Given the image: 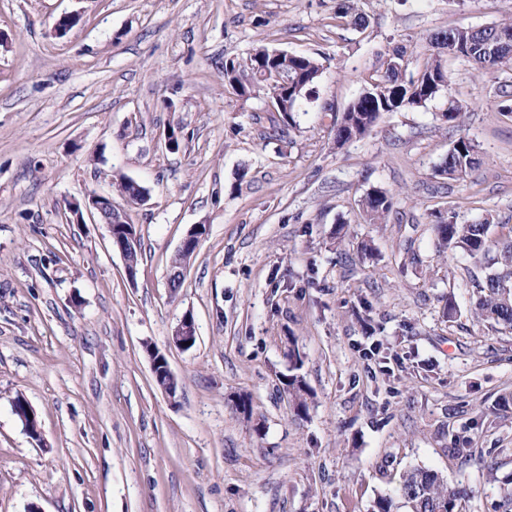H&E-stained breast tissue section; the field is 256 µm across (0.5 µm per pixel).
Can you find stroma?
I'll return each mask as SVG.
<instances>
[{
    "label": "stroma",
    "instance_id": "obj_1",
    "mask_svg": "<svg viewBox=\"0 0 512 512\" xmlns=\"http://www.w3.org/2000/svg\"><path fill=\"white\" fill-rule=\"evenodd\" d=\"M510 18L512 0H0V512H370L414 467L492 512L497 486L455 451L495 449L512 474V331L474 317L478 264L441 252L433 226L512 236V71L447 57L449 90L342 146L331 128L393 47L412 79L431 34ZM258 46L323 66L296 128L224 83V61ZM461 136L480 163L451 182L436 169ZM124 177L147 202L124 204ZM374 188L388 223L366 221ZM92 192L138 231L136 282L107 225L71 221L66 202ZM195 224L207 233L170 288ZM295 366L304 413L283 388ZM362 207L370 224H385L393 207L392 197L374 188L362 200ZM197 328L192 314H185L172 333V342L176 347L188 349L197 340ZM190 341V345L185 342Z\"/></svg>",
    "mask_w": 512,
    "mask_h": 512
}]
</instances>
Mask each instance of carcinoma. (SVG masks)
<instances>
[{"label":"carcinoma","mask_w":512,"mask_h":512,"mask_svg":"<svg viewBox=\"0 0 512 512\" xmlns=\"http://www.w3.org/2000/svg\"><path fill=\"white\" fill-rule=\"evenodd\" d=\"M429 60L417 78L406 81L403 72L407 67L406 51L395 49L384 62L381 74L350 104L341 119L333 122L332 131L336 138L343 136L360 138L376 123L381 113L396 112L404 107L420 106L434 99L449 87L448 71L442 64V57L455 48L459 57L482 69L496 65L512 70V20L494 23L482 29L460 27L439 36L430 37L427 42ZM285 69L296 78L290 92L292 110L297 112L309 95L311 86L317 81L321 67L317 59L297 55L278 59L266 47L253 49L251 68L247 74L237 59L224 61V83L231 86L238 95L248 96L252 92L267 89V82L273 70ZM477 147L474 142L461 136L453 143L448 156L438 168L442 178L458 182L465 180L477 167ZM362 207L369 223L385 224L393 207L392 197L380 189L368 192L362 200ZM489 220L478 224H459L453 220L441 221L433 231L439 246L444 250H461L479 263L487 264L482 277L474 279L478 298L473 314L478 319H490L497 325L512 330V239L492 240L488 237ZM288 375L284 385L299 412L307 410L311 391L303 377L296 373ZM479 463L486 470L491 482L499 483V498L492 503L493 512H512V479L497 476L498 462L495 449H489L479 457ZM472 490L463 485L450 486L438 472L427 468H414L402 475L399 484V500L390 496L378 497L372 505V512H463V502L470 498Z\"/></svg>","instance_id":"carcinoma-1"}]
</instances>
